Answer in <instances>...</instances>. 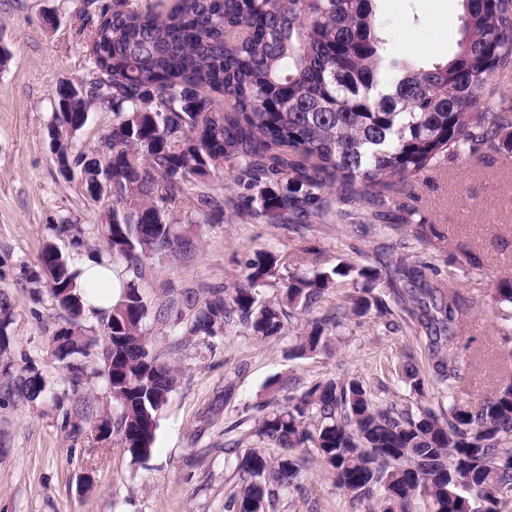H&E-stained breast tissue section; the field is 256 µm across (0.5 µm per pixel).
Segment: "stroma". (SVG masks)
Listing matches in <instances>:
<instances>
[{
  "instance_id": "35a3bbf8",
  "label": "stroma",
  "mask_w": 512,
  "mask_h": 512,
  "mask_svg": "<svg viewBox=\"0 0 512 512\" xmlns=\"http://www.w3.org/2000/svg\"><path fill=\"white\" fill-rule=\"evenodd\" d=\"M115 10L165 13L176 0H0V46L11 55L0 66V300L10 305L9 360L38 370L47 393L35 401L0 395V512H225L238 490L236 459L260 447L280 450L254 434L256 406L270 381L303 384L343 375L361 380L376 403H400L408 392L397 376L412 336L388 332L375 313L345 321L331 332L333 354L290 358L302 324L260 340L238 323L212 337L187 335L192 305L233 288L254 252L287 256L294 268L325 269L337 258L383 259L397 237L391 229L362 234L350 225L313 221L303 235L227 214L196 224L186 206L168 208L177 230L190 232L198 250L189 258L157 254L138 286L152 304L175 299L167 320H148L153 348L179 369V381L158 417L154 452L134 460L119 441L101 445L92 423L118 417L98 376L103 362L102 319L84 315L93 344L83 362L81 388L89 417L75 412L71 385L50 353L49 338L68 318L42 274L41 252L53 244L71 261L82 258L61 222L104 249L100 225L113 198L91 199L79 176L63 177L51 150L59 84L89 78V22L98 4ZM388 19L394 52L422 61L451 55L459 37L460 0H377ZM421 223L437 235L421 244L437 278L464 300L456 328L467 375L459 398L479 401L496 384L512 381V348L497 339L494 289L512 276V151L485 149L447 160L420 174L406 197ZM481 267L463 266L466 253ZM307 490L283 495L269 512H349L348 498L322 462L309 459Z\"/></svg>"
}]
</instances>
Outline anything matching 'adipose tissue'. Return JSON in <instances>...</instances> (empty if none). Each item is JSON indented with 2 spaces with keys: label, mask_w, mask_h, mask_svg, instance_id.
<instances>
[{
  "label": "adipose tissue",
  "mask_w": 512,
  "mask_h": 512,
  "mask_svg": "<svg viewBox=\"0 0 512 512\" xmlns=\"http://www.w3.org/2000/svg\"><path fill=\"white\" fill-rule=\"evenodd\" d=\"M73 269L86 311L92 315L110 313L123 295V281L113 270L109 259L85 256L74 264Z\"/></svg>",
  "instance_id": "1"
}]
</instances>
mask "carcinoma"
Instances as JSON below:
<instances>
[{"instance_id": "cac0c4a2", "label": "carcinoma", "mask_w": 512, "mask_h": 512, "mask_svg": "<svg viewBox=\"0 0 512 512\" xmlns=\"http://www.w3.org/2000/svg\"><path fill=\"white\" fill-rule=\"evenodd\" d=\"M376 0H179L168 14L99 8L90 31L94 54L86 92L57 89V120L79 130L95 104L115 120L107 154L80 150L64 158L79 170L89 197L112 183L104 240L112 262L137 278L157 252L190 253L165 205L185 184L218 172L239 189L230 200L240 218L279 223L290 232L334 214L350 224L387 220L390 195L427 168L483 146L512 150V0H460L462 25L454 54L420 63L391 52ZM493 99L488 104L482 93ZM372 194L379 210L356 206ZM197 223L224 212V202H193ZM402 236L384 277L344 258L329 269L291 271L288 259L256 251L243 280L207 301L187 328L212 336L238 319L259 339L275 338L298 315L348 281L353 293L336 313L307 321L292 356L331 353L328 331L374 310L393 331L424 334L427 367L410 353L401 379L406 405L376 404L356 378L327 379L281 395L268 386L257 405L256 435L281 448L272 458L253 448L237 460L239 495L226 512H268L281 493L302 489L310 450L349 498L352 512H512V384L477 402L456 399L464 378L454 350L460 297L427 280L432 265L412 246L434 233L416 224ZM276 300H260L273 279ZM69 322L52 336L73 391L86 377L78 358L91 345L82 298L63 255L47 274ZM494 300L499 342L512 344V277ZM151 305L133 284L103 321L104 376L120 413L116 435L136 460L154 450L158 414L177 383L163 355L149 348ZM17 397L44 392L35 370L5 371ZM448 389V408L429 404L433 383Z\"/></svg>"}]
</instances>
